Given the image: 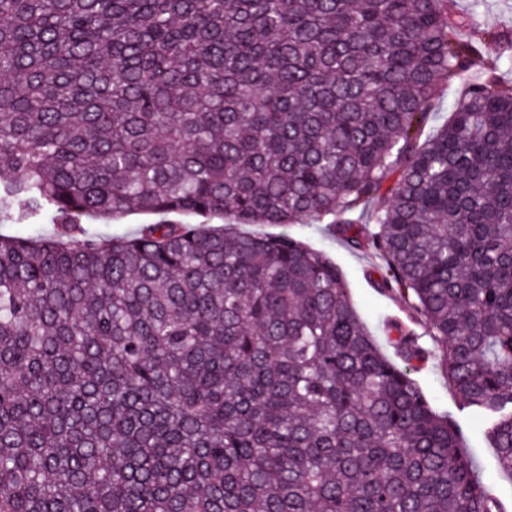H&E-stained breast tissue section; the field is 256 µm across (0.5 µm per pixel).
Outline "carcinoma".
<instances>
[{
  "label": "carcinoma",
  "instance_id": "carcinoma-1",
  "mask_svg": "<svg viewBox=\"0 0 512 512\" xmlns=\"http://www.w3.org/2000/svg\"><path fill=\"white\" fill-rule=\"evenodd\" d=\"M479 5L0 0V224L54 226L0 234V512H502L414 377L512 476V40ZM326 219L424 329L395 361L325 252L236 230ZM156 219L153 215H131L125 218L121 224H85L91 230L99 232H107L113 235H130L133 234L141 224L152 223ZM416 377L438 407L456 415L466 444L463 449L473 461L475 474L492 489L505 509L512 512V478L498 468L496 451L490 448L483 435V419L468 410L459 411L456 395L437 361L430 360Z\"/></svg>",
  "mask_w": 512,
  "mask_h": 512
}]
</instances>
